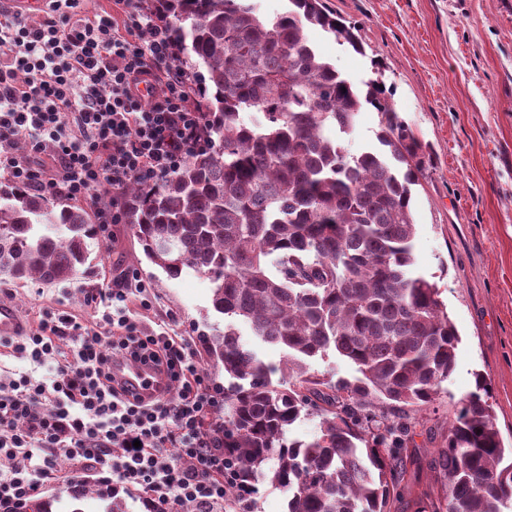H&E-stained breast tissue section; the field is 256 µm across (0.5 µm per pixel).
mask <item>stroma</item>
<instances>
[{
  "mask_svg": "<svg viewBox=\"0 0 512 512\" xmlns=\"http://www.w3.org/2000/svg\"><path fill=\"white\" fill-rule=\"evenodd\" d=\"M331 13L355 24L365 51L339 45L322 30L308 38L336 68L359 82L381 73L393 90L396 112L425 145L428 156L412 189L416 268L435 283L460 342L455 369L439 403L414 414L407 452L418 459L389 512H418L437 498L430 468L445 447L459 400L488 381L504 445H512V0H325ZM113 238L90 241V265L70 283L0 284V302L18 312L26 328L51 307L93 323L91 284L111 282L133 268L151 284L152 310L132 306L133 319L151 328L172 324L199 341L223 329L211 303L208 279H170L144 256L131 225L116 224ZM48 512H106L102 488L36 498Z\"/></svg>",
  "mask_w": 512,
  "mask_h": 512,
  "instance_id": "stroma-1",
  "label": "stroma"
}]
</instances>
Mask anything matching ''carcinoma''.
Instances as JSON below:
<instances>
[{
  "instance_id": "1",
  "label": "carcinoma",
  "mask_w": 512,
  "mask_h": 512,
  "mask_svg": "<svg viewBox=\"0 0 512 512\" xmlns=\"http://www.w3.org/2000/svg\"><path fill=\"white\" fill-rule=\"evenodd\" d=\"M157 3L175 62L202 88L207 146L160 179L132 181L125 220L168 278H208L214 310L229 318L202 340L228 378L224 450L249 482L288 491V512H387L410 412L438 399L460 341L438 288L413 270L423 146L392 89L351 81L308 40L318 27L363 52L356 27L323 0H288L273 19L255 0ZM367 107L377 144L352 154L345 140ZM90 234L81 207L0 183V280L75 279ZM239 323L280 347L281 361L246 348ZM331 353L352 378L312 371ZM301 418L319 419V431L287 437ZM434 469L443 494L431 512H512V448L484 375Z\"/></svg>"
}]
</instances>
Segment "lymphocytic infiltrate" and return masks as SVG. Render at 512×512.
<instances>
[{"label":"lymphocytic infiltrate","mask_w":512,"mask_h":512,"mask_svg":"<svg viewBox=\"0 0 512 512\" xmlns=\"http://www.w3.org/2000/svg\"><path fill=\"white\" fill-rule=\"evenodd\" d=\"M84 2L48 0L35 25L0 11V177L82 204L107 239L123 220L126 187L202 150L208 117L193 79L173 63L170 26L154 0H113L118 16L98 18L84 14ZM134 299L148 310L154 294L127 268L91 291L103 308L98 327L47 309L37 329L0 337V349L45 371L0 382V512H24L62 481L137 494L149 512L245 505L250 486L218 437V392L189 338L140 329L129 315ZM121 360L163 374L157 394L130 396L112 373ZM61 456L71 464L65 474Z\"/></svg>","instance_id":"f902f5d3"}]
</instances>
